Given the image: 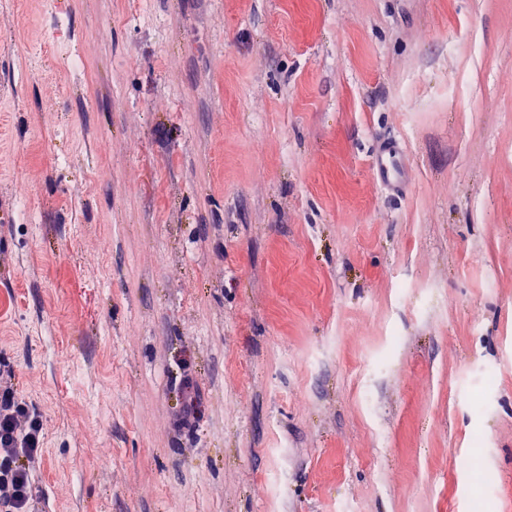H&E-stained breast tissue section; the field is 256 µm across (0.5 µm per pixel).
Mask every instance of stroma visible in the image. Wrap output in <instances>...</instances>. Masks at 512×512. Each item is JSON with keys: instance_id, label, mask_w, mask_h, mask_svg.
Returning <instances> with one entry per match:
<instances>
[{"instance_id": "obj_1", "label": "stroma", "mask_w": 512, "mask_h": 512, "mask_svg": "<svg viewBox=\"0 0 512 512\" xmlns=\"http://www.w3.org/2000/svg\"><path fill=\"white\" fill-rule=\"evenodd\" d=\"M0 371L41 512H512V0H0ZM372 168L380 185L387 190L399 191L409 181L405 151L397 140H380L372 159Z\"/></svg>"}]
</instances>
